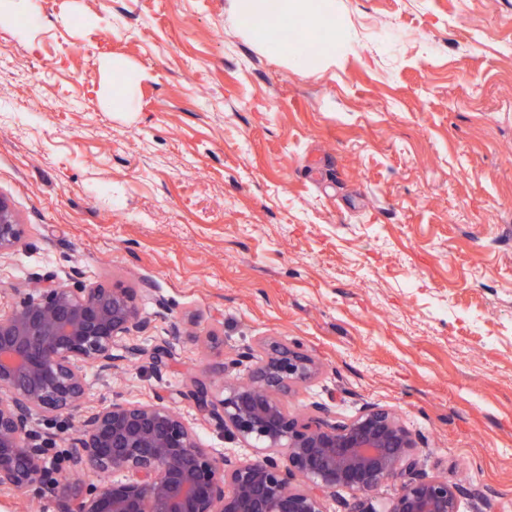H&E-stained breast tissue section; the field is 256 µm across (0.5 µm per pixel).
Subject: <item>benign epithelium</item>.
Listing matches in <instances>:
<instances>
[{
	"label": "benign epithelium",
	"mask_w": 512,
	"mask_h": 512,
	"mask_svg": "<svg viewBox=\"0 0 512 512\" xmlns=\"http://www.w3.org/2000/svg\"><path fill=\"white\" fill-rule=\"evenodd\" d=\"M26 232L0 197V256L15 252ZM35 280L36 289L0 308L1 492L56 490L51 442L35 420L80 413L69 470L87 482L61 494L60 512H326L328 499L341 512H378L372 493L389 481L399 489L385 512H460L462 501L483 499L472 485L429 474L416 437L388 408L367 405L341 418L317 403L291 414L285 398L319 370L298 343L264 339L263 355L249 349L212 366L227 374L249 362L247 380L217 392L197 378L184 393L225 435L256 448L252 460L215 456L160 396H115L88 409V370L105 379L146 358L161 379L181 331L142 346L151 328L139 305L147 288Z\"/></svg>",
	"instance_id": "1"
}]
</instances>
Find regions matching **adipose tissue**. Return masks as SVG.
Returning <instances> with one entry per match:
<instances>
[{
	"mask_svg": "<svg viewBox=\"0 0 512 512\" xmlns=\"http://www.w3.org/2000/svg\"><path fill=\"white\" fill-rule=\"evenodd\" d=\"M272 3L276 4L282 20L295 23L302 21L309 31L327 35L320 49L314 50L304 45L289 48L288 55L296 68L306 71L335 55L338 25L335 0H230L234 13L256 22L266 16L268 6Z\"/></svg>",
	"mask_w": 512,
	"mask_h": 512,
	"instance_id": "adipose-tissue-1",
	"label": "adipose tissue"
}]
</instances>
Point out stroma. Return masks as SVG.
I'll list each match as a JSON object with an SVG mask.
<instances>
[{"mask_svg":"<svg viewBox=\"0 0 512 512\" xmlns=\"http://www.w3.org/2000/svg\"><path fill=\"white\" fill-rule=\"evenodd\" d=\"M37 6L0 10V196L27 226L0 301L76 273L147 289L145 346L198 323L162 379L94 378L89 403L164 397L245 460L184 393L296 342L322 372L290 412L391 408L428 471L485 489L462 512H512V0H336L310 74L229 0Z\"/></svg>","mask_w":512,"mask_h":512,"instance_id":"1","label":"stroma"}]
</instances>
